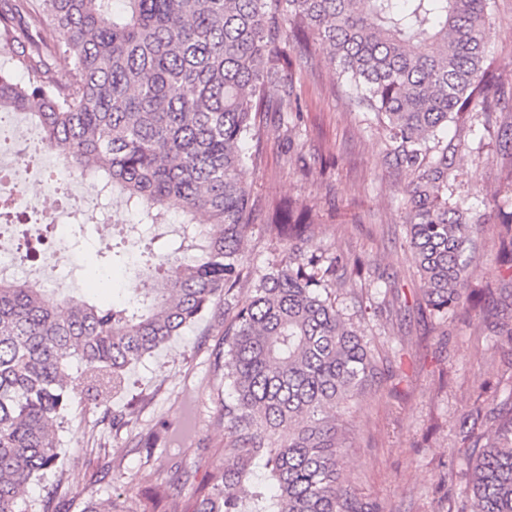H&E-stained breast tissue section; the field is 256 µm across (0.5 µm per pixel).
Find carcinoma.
<instances>
[{
    "instance_id": "obj_1",
    "label": "carcinoma",
    "mask_w": 512,
    "mask_h": 512,
    "mask_svg": "<svg viewBox=\"0 0 512 512\" xmlns=\"http://www.w3.org/2000/svg\"><path fill=\"white\" fill-rule=\"evenodd\" d=\"M123 2L115 11L112 0H0V33L17 45L12 69H0V112L27 114L42 148L119 193L136 223L182 216L176 247L141 252L148 288L126 300L0 280V512H30L28 485L55 475L58 429L76 398L122 385L129 366L231 304L248 277L257 203L241 172L256 163L268 114L288 138L302 119L283 43L310 65L327 60L352 110L374 115L407 177L401 205L430 315L444 323L474 306L464 298L471 254L493 216L512 270V204L458 191L456 151L440 137L450 122L487 126L512 112V83L487 53L495 0ZM265 226L288 249L224 325L233 400L220 406L232 440L195 512H241L260 459L274 512H364L341 481L334 414L373 370L364 336L332 301L347 258L316 253L303 203L267 212ZM470 419L460 435L472 442V496L461 512H512V410L477 399Z\"/></svg>"
}]
</instances>
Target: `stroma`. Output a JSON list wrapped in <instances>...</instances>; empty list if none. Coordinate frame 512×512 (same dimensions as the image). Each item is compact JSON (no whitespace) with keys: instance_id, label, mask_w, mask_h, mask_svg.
I'll return each instance as SVG.
<instances>
[{"instance_id":"1","label":"stroma","mask_w":512,"mask_h":512,"mask_svg":"<svg viewBox=\"0 0 512 512\" xmlns=\"http://www.w3.org/2000/svg\"><path fill=\"white\" fill-rule=\"evenodd\" d=\"M488 50L503 79H512V0H496ZM305 101L293 142L308 160L291 159L289 141L276 132L246 168L260 210L303 200L316 213L315 246L368 262L363 277L336 294L346 320L365 337L377 373L359 396L340 408L345 428L342 477L368 512H459L466 500L459 425L476 395L493 407L512 392V351L494 346L492 322L506 313L512 273L496 259L491 235L473 256L478 305L440 323L413 299L415 265L399 207L405 177L385 158L382 135L347 104L346 88L321 61L296 71ZM456 181L469 190L512 194V149L499 148L489 131L482 148L461 157ZM134 216L116 197L100 201L87 223L71 224L81 257L74 293L96 298L91 265H109L102 252ZM250 278L237 300L252 294L253 279L282 251L262 222L245 240ZM222 307L209 309L163 348L131 366L125 383L102 403L76 400L60 441L58 486L27 488L31 512H86L112 499L140 512L160 482L173 497L157 512H194L198 490L230 437L217 393L224 388Z\"/></svg>"}]
</instances>
